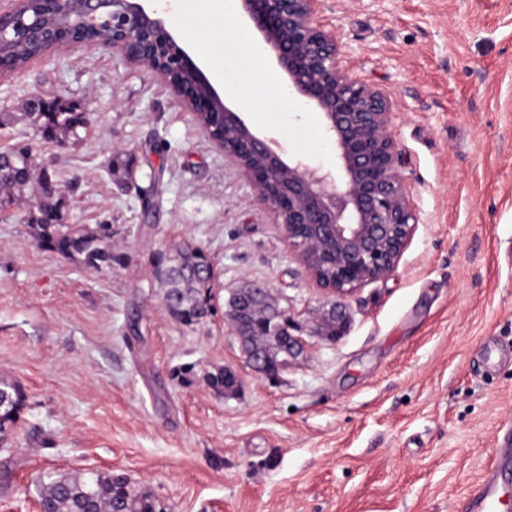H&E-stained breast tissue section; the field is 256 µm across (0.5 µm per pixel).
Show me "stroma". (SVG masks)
<instances>
[{"instance_id": "1", "label": "stroma", "mask_w": 512, "mask_h": 512, "mask_svg": "<svg viewBox=\"0 0 512 512\" xmlns=\"http://www.w3.org/2000/svg\"><path fill=\"white\" fill-rule=\"evenodd\" d=\"M192 57L224 64L217 92L284 158L335 167L304 97L269 109L245 83L249 49L160 11ZM341 61L393 103L399 169L419 224L396 272L350 299L338 341L308 337L278 380L245 365L229 290L267 284L306 328L324 294L232 163L169 90L108 48H74L0 76V113L36 94L85 105L79 141L23 120L0 150L32 147L69 224L112 227L111 271L31 241L26 204L0 210V375L26 401L0 445V512H40L50 473L109 470L160 512H463L512 427V0H318ZM127 169L110 171L111 148ZM188 240L219 277L215 313L173 319L152 258ZM229 367L238 392L201 370Z\"/></svg>"}]
</instances>
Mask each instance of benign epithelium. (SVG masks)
Returning a JSON list of instances; mask_svg holds the SVG:
<instances>
[{"label":"benign epithelium","mask_w":512,"mask_h":512,"mask_svg":"<svg viewBox=\"0 0 512 512\" xmlns=\"http://www.w3.org/2000/svg\"><path fill=\"white\" fill-rule=\"evenodd\" d=\"M62 19L46 26L27 14L26 0L0 12V43L35 42L68 51L88 42L63 22L73 0H43ZM317 0H242V6L288 76L292 87L319 114L336 151V168L285 161L275 141L259 136L216 92L165 21L143 0H80L81 22L112 25V42L131 64L167 87L185 111L203 121L209 140L240 171L257 201L283 228L298 251L307 277L331 300L317 311L318 323L336 314L329 331H312L323 341L345 335L351 315L347 299L362 287L391 276L419 223L391 133L388 96L341 65L340 45L314 21ZM275 329L288 337V355L271 365L246 348V365L270 380L279 378L306 350L304 328L282 308Z\"/></svg>","instance_id":"1"}]
</instances>
